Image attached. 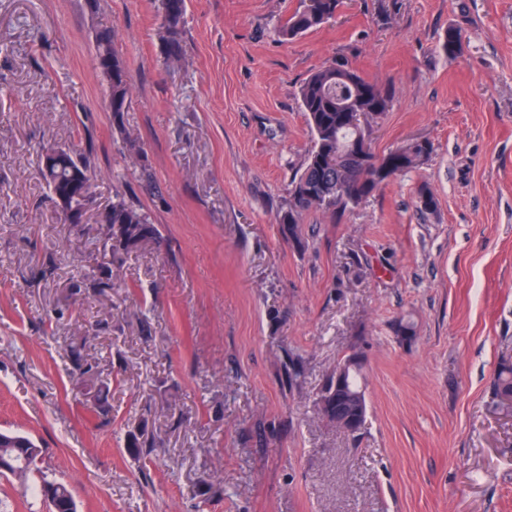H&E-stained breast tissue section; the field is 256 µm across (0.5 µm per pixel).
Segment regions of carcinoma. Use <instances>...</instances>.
Here are the masks:
<instances>
[{"label": "carcinoma", "mask_w": 512, "mask_h": 512, "mask_svg": "<svg viewBox=\"0 0 512 512\" xmlns=\"http://www.w3.org/2000/svg\"><path fill=\"white\" fill-rule=\"evenodd\" d=\"M341 0H318V7H306L295 12L283 25L279 34L284 39H293L314 30L335 17ZM164 11V32L168 62L175 64L182 60L180 35L186 11L185 0H162ZM459 31L450 26L444 35L441 49L445 54L454 55L460 49ZM94 63L105 77L109 88V111L116 125H122V115L129 107V84L124 61L112 46V32L108 29L96 35ZM300 100L308 125L313 133V146L305 160L303 170L297 174L289 188L287 208L281 212L279 223L288 232V238L302 244L299 224L305 214L314 210L335 211L358 205L373 196L382 180L373 168L355 166L354 157L348 151L352 141L359 136L358 129L351 123L349 110L364 114L366 124H371L389 111L393 101L392 89L372 83L356 70L345 64L334 63L315 70L302 84ZM432 145L426 146L412 140L383 155L401 175L417 167L428 158ZM90 181L87 161L71 151L63 153V161L52 167L43 178L51 194L66 188L73 175ZM106 223L112 225V238L104 239L101 248L120 262L130 253L158 238L157 227L150 223L147 215L122 198H115L110 206ZM110 288L112 270L86 277L77 287ZM72 361L82 383L92 394L94 410L103 417L109 415L108 397L110 383L88 377L92 367L82 362L81 352L72 350ZM493 387L498 400L512 394V362L500 363L494 376ZM1 435L11 441V447L0 450L9 457L8 467H0V477H11L25 484L31 494L45 498L43 490H53L52 499L56 512H70L75 499L68 485L50 481L46 477L35 478L41 473L43 450L30 437L13 431ZM153 437L146 429L131 431L128 447L137 452L151 446Z\"/></svg>", "instance_id": "carcinoma-1"}]
</instances>
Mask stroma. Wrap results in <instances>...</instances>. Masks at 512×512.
Here are the masks:
<instances>
[{
	"mask_svg": "<svg viewBox=\"0 0 512 512\" xmlns=\"http://www.w3.org/2000/svg\"><path fill=\"white\" fill-rule=\"evenodd\" d=\"M186 3L173 66L161 0H0V430L40 444L78 512H512V413L492 391L512 361V0H342L288 42L301 0ZM105 28L130 85L119 127L93 63ZM336 62L394 92L375 154L433 151L307 214L301 247L277 222L313 145L298 91ZM45 147L89 156L83 223L48 196ZM118 194L160 237L111 289L78 287L111 266ZM75 347L112 380L111 422L70 374ZM352 350L368 413L349 436L319 397ZM142 425L156 446L137 454Z\"/></svg>",
	"mask_w": 512,
	"mask_h": 512,
	"instance_id": "obj_1",
	"label": "stroma"
}]
</instances>
